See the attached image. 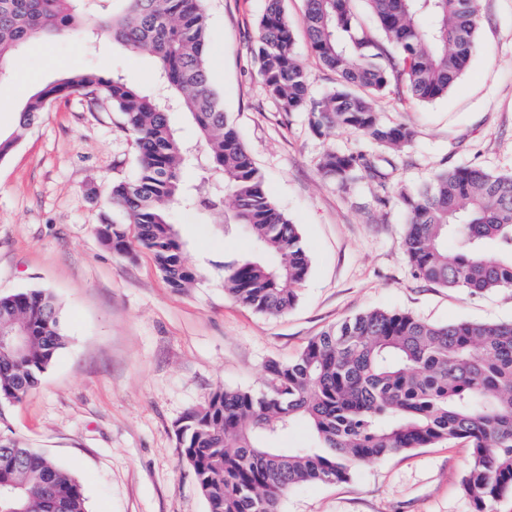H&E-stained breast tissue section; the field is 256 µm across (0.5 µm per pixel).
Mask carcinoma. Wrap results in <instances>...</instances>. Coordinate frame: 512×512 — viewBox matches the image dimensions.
Returning a JSON list of instances; mask_svg holds the SVG:
<instances>
[{"instance_id": "obj_1", "label": "carcinoma", "mask_w": 512, "mask_h": 512, "mask_svg": "<svg viewBox=\"0 0 512 512\" xmlns=\"http://www.w3.org/2000/svg\"><path fill=\"white\" fill-rule=\"evenodd\" d=\"M0 0V71L32 39L100 32L156 63L149 90L118 74L75 71L36 91L19 112L27 127L72 92L112 104L138 148V175L112 184L119 218L98 225L99 239L125 254L152 255L167 284L182 290L196 274L186 265L170 221L174 206L232 208L224 223L251 235L254 252L224 262V288L240 304L278 315L297 302L310 259L298 225L269 196L224 104L211 88L203 0ZM311 49L338 84L311 94L282 0H268L256 54L263 88L283 111L307 113L321 135L344 129L389 152L412 130L385 123L372 97L403 87L419 102L448 94L478 47L479 0H365L378 43L358 20L356 0H304ZM172 106L190 114L205 150L192 153L170 123ZM391 159L365 149L329 150L318 170L342 186L361 177L388 204L398 197L402 247L415 276L473 295L512 291V174L476 166L446 168L417 190L390 189ZM198 179L187 183L183 169ZM454 250H448V241ZM61 312L45 289L0 296V333L21 332V349L0 348V403H19L67 345ZM313 443L281 448L298 422ZM176 434L208 512H280L300 482L350 478L361 464L440 441L464 440L472 462L462 487L474 512H491L512 492V321L440 325L410 312L373 309L311 338L287 362L266 367L264 390L217 388L189 411ZM0 512H88L83 488L54 458L0 433Z\"/></svg>"}]
</instances>
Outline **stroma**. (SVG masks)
Instances as JSON below:
<instances>
[{"mask_svg":"<svg viewBox=\"0 0 512 512\" xmlns=\"http://www.w3.org/2000/svg\"><path fill=\"white\" fill-rule=\"evenodd\" d=\"M267 0H205L212 87L273 200L298 224L311 259L296 305L270 316L224 290L218 264L250 252L242 227L176 207L171 222L197 273L168 286L152 257L119 255L96 227L111 215L110 187L138 171L133 137L110 103L83 93L56 99L30 128L18 111L36 87L92 66L150 88L156 64L99 35L34 39L0 82V135L18 134L0 159V295L31 288L56 298L68 343L22 402L0 404V431L72 469L88 512H207L176 425L218 387L262 390L265 366L292 359L314 336L371 309L427 321H512V294L473 296L416 279L402 249L398 202L382 206L369 179L346 189L317 169L328 150L366 147L355 132H312L306 113L266 96L255 58ZM294 51L321 95L336 85L312 51L304 0H284ZM479 47L447 96L421 103L376 96L383 121L409 126L392 158V188L442 168L512 173V0H481ZM466 442L445 441L356 468L350 479L291 488L282 512H473L461 488Z\"/></svg>","mask_w":512,"mask_h":512,"instance_id":"1","label":"stroma"}]
</instances>
